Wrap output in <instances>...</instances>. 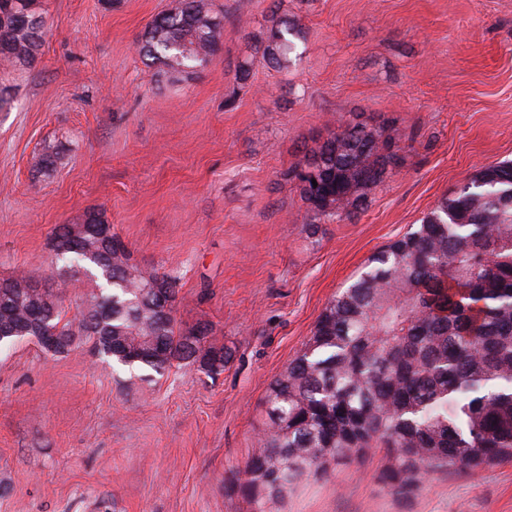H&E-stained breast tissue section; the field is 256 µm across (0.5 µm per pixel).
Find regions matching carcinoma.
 I'll return each instance as SVG.
<instances>
[{
	"label": "carcinoma",
	"mask_w": 512,
	"mask_h": 512,
	"mask_svg": "<svg viewBox=\"0 0 512 512\" xmlns=\"http://www.w3.org/2000/svg\"><path fill=\"white\" fill-rule=\"evenodd\" d=\"M175 15L149 23L140 45L147 64L182 74L204 68L219 50L223 25L208 0H182ZM256 48L277 70L288 69L305 32L272 14ZM47 19L37 12L28 46L40 52ZM393 147L384 155L378 145ZM401 162L397 137L385 124L337 121L299 168L316 184L301 197L318 219H339L367 200L390 167ZM52 247L72 285L79 275L99 292L80 297L77 324L62 322L58 294L0 282V334L39 335L34 306L71 345L86 338L99 354L128 367L164 373L173 362L208 372L231 354L206 345L175 317L177 280L142 270L117 236L112 252L88 254ZM161 281L166 304L147 287ZM269 435L227 479L256 512L283 501L328 458L385 448L381 479L398 493L415 490L430 472L477 471L512 457V161L480 169L441 198L421 224L375 254L365 270L322 311L305 349L270 384Z\"/></svg>",
	"instance_id": "obj_1"
}]
</instances>
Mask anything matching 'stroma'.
Here are the masks:
<instances>
[{"mask_svg":"<svg viewBox=\"0 0 512 512\" xmlns=\"http://www.w3.org/2000/svg\"><path fill=\"white\" fill-rule=\"evenodd\" d=\"M173 2L39 0L37 63L0 68V279L26 273L77 317L96 285L51 276L52 239L96 212L134 263L177 277L180 324H207L232 356L213 375L150 376L86 340L1 349L0 512H251L224 479L264 447L269 385L326 304L439 199L512 160V0H209L222 44L188 76L138 52ZM274 13L306 33L284 71L254 51ZM355 117L389 121L402 163L361 208L315 222L287 172ZM389 464L382 448L329 461L285 512H512V460L408 494L380 481Z\"/></svg>","mask_w":512,"mask_h":512,"instance_id":"1","label":"stroma"}]
</instances>
